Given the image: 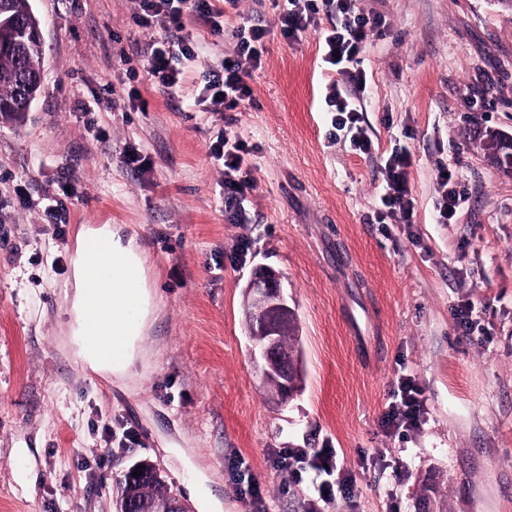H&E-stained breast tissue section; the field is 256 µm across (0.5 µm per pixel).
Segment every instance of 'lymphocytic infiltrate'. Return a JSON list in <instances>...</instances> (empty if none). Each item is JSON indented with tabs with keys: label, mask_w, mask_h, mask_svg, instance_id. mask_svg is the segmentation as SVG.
<instances>
[{
	"label": "lymphocytic infiltrate",
	"mask_w": 512,
	"mask_h": 512,
	"mask_svg": "<svg viewBox=\"0 0 512 512\" xmlns=\"http://www.w3.org/2000/svg\"><path fill=\"white\" fill-rule=\"evenodd\" d=\"M142 7V14L135 18L136 24H155L163 31L161 39L147 49L149 72L163 88L175 89L182 82V62L195 56L194 43L183 34L180 23L183 12L195 13L209 23L211 30L218 31L222 28L224 10L212 0H142ZM322 14L332 19L329 28L321 29L322 60L339 76L325 96L333 114L331 125L348 137L355 153L371 154L373 143L361 125L360 95L366 89V76L359 64L368 39L380 27V20L360 10L356 0H283L278 13L281 36L291 43L299 41L309 29L318 27L317 18ZM267 33L266 26L259 23L233 29L236 41L233 53L225 56L221 71L212 72L205 79L203 90L212 110L228 111L252 100L249 80L262 66ZM250 151L247 142L229 126L212 147L214 157L224 162V209L239 224L249 221L241 204L255 188L252 170L244 160ZM413 164L412 153L404 147L393 149L386 158L383 165L386 188L380 197L378 221L396 219L403 224L412 223L414 207L407 175Z\"/></svg>",
	"instance_id": "f902f5d3"
}]
</instances>
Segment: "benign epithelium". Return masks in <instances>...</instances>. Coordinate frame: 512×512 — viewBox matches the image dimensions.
Masks as SVG:
<instances>
[{
	"mask_svg": "<svg viewBox=\"0 0 512 512\" xmlns=\"http://www.w3.org/2000/svg\"><path fill=\"white\" fill-rule=\"evenodd\" d=\"M245 292L259 307V315L248 319L249 335L262 337L254 343L251 354L260 363L264 380L278 386V395L286 399L297 388L293 380L297 353L283 342L288 324L296 322L283 276L269 267H261L253 273Z\"/></svg>",
	"mask_w": 512,
	"mask_h": 512,
	"instance_id": "benign-epithelium-1",
	"label": "benign epithelium"
}]
</instances>
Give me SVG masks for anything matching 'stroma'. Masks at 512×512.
<instances>
[{
	"label": "stroma",
	"mask_w": 512,
	"mask_h": 512,
	"mask_svg": "<svg viewBox=\"0 0 512 512\" xmlns=\"http://www.w3.org/2000/svg\"><path fill=\"white\" fill-rule=\"evenodd\" d=\"M31 5L43 83L30 112L0 122V512H116L139 460L192 512L198 480L213 512H512V174L476 138L512 136V0H358L382 21L360 64L369 155L331 137L335 74L314 33L281 36L272 0H239L217 34L184 13L196 53L171 91L148 72L160 30L134 23L140 0ZM249 17L270 29L254 99L206 111L204 76ZM228 123L251 148L245 224L224 211L211 153ZM400 145L414 221L380 224L383 159ZM442 167L467 197L449 224ZM50 197L65 203L61 238ZM107 224L147 258L146 367L130 387L86 375L69 344L70 251ZM261 265L298 316L304 381L285 401L250 356L244 289ZM403 378L422 408L400 426L388 415ZM283 448L335 449L333 471L294 482ZM347 476L349 495L320 501V481Z\"/></svg>",
	"instance_id": "35a3bbf8"
}]
</instances>
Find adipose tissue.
<instances>
[{"label": "adipose tissue", "instance_id": "adipose-tissue-1", "mask_svg": "<svg viewBox=\"0 0 512 512\" xmlns=\"http://www.w3.org/2000/svg\"><path fill=\"white\" fill-rule=\"evenodd\" d=\"M102 235L112 243V293L102 296L98 310H91L87 301V272L92 266L84 252H77L72 261L70 292L65 295L71 316V342L76 346L95 371H102L119 378L135 376V343L144 328L142 306H130L122 301L119 290L123 284L144 286L146 260L140 256L133 239L123 238L118 229L102 227ZM120 326L126 342V355L119 363L102 359L90 346L86 333L96 330L108 336L113 326Z\"/></svg>", "mask_w": 512, "mask_h": 512}]
</instances>
